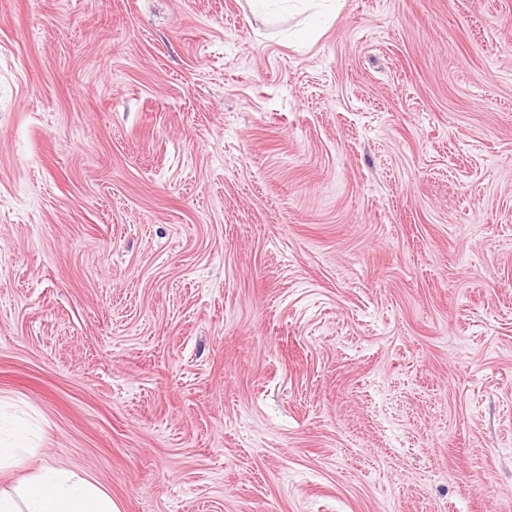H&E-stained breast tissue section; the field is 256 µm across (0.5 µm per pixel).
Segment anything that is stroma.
<instances>
[{
    "instance_id": "1",
    "label": "stroma",
    "mask_w": 512,
    "mask_h": 512,
    "mask_svg": "<svg viewBox=\"0 0 512 512\" xmlns=\"http://www.w3.org/2000/svg\"><path fill=\"white\" fill-rule=\"evenodd\" d=\"M17 435L119 512H512V0H0Z\"/></svg>"
}]
</instances>
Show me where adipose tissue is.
<instances>
[{
	"mask_svg": "<svg viewBox=\"0 0 512 512\" xmlns=\"http://www.w3.org/2000/svg\"><path fill=\"white\" fill-rule=\"evenodd\" d=\"M0 512H118L106 488L64 470L38 475L24 491L0 492Z\"/></svg>",
	"mask_w": 512,
	"mask_h": 512,
	"instance_id": "1",
	"label": "adipose tissue"
}]
</instances>
